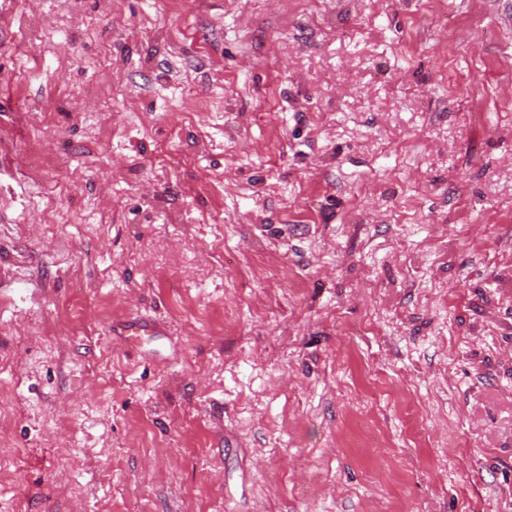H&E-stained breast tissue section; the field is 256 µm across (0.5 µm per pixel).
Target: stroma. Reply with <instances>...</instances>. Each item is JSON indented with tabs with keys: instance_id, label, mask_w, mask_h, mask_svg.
Here are the masks:
<instances>
[{
	"instance_id": "obj_1",
	"label": "stroma",
	"mask_w": 512,
	"mask_h": 512,
	"mask_svg": "<svg viewBox=\"0 0 512 512\" xmlns=\"http://www.w3.org/2000/svg\"><path fill=\"white\" fill-rule=\"evenodd\" d=\"M0 469L512 512V0H0Z\"/></svg>"
}]
</instances>
